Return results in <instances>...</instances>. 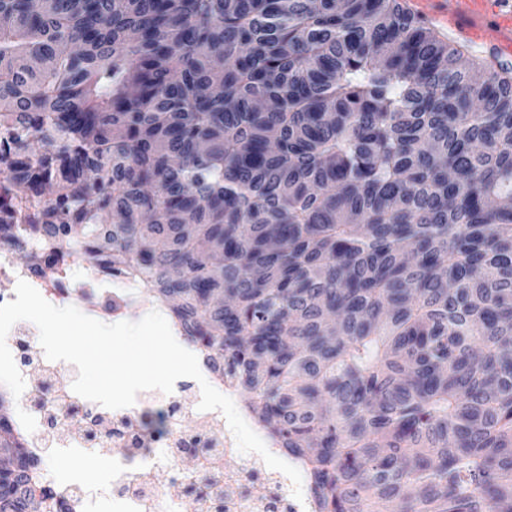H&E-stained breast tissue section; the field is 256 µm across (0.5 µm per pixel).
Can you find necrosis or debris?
<instances>
[{
  "label": "necrosis or debris",
  "mask_w": 512,
  "mask_h": 512,
  "mask_svg": "<svg viewBox=\"0 0 512 512\" xmlns=\"http://www.w3.org/2000/svg\"><path fill=\"white\" fill-rule=\"evenodd\" d=\"M33 336L22 322L8 334L14 363L25 380L20 399L39 415L35 423L16 422L34 455L87 442L125 449L112 494L130 512H160L163 490L176 478L195 492L198 512H316L310 496L295 498L290 479L260 456L242 467L231 465L235 438L221 412L199 410L196 380L179 379L171 393L146 391L134 405L110 411L58 388L62 369L37 357L30 347ZM64 413L73 415V422L62 423ZM185 448L199 451L193 470L172 473L166 458Z\"/></svg>",
  "instance_id": "necrosis-or-debris-1"
}]
</instances>
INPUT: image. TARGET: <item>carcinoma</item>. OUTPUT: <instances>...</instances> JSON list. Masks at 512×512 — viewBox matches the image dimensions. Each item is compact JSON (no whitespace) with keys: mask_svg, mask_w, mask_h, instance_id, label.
<instances>
[{"mask_svg":"<svg viewBox=\"0 0 512 512\" xmlns=\"http://www.w3.org/2000/svg\"><path fill=\"white\" fill-rule=\"evenodd\" d=\"M1 129L0 240L147 287L317 512H512L507 73L398 0H0ZM7 402L0 512H65ZM199 367L201 372L207 376L208 382L214 386L218 391H231L233 390V387L228 381H220L217 380L213 374L209 371L208 367L204 363L199 362ZM224 395L230 397L234 403L235 406L242 416V418L245 420V422L249 425V427L262 439L265 446L268 447L271 443L269 438L267 437L264 430L260 428L258 424H256L255 420L251 417V415L247 412L245 405L247 400V394L242 390H234L231 392L224 393Z\"/></svg>","mask_w":512,"mask_h":512,"instance_id":"cac0c4a2","label":"carcinoma"}]
</instances>
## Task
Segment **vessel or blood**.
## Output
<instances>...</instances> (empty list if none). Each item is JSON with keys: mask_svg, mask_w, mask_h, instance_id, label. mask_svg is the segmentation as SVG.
Masks as SVG:
<instances>
[{"mask_svg": "<svg viewBox=\"0 0 512 512\" xmlns=\"http://www.w3.org/2000/svg\"><path fill=\"white\" fill-rule=\"evenodd\" d=\"M409 14L480 50L512 63V0H401Z\"/></svg>", "mask_w": 512, "mask_h": 512, "instance_id": "1", "label": "vessel or blood"}]
</instances>
